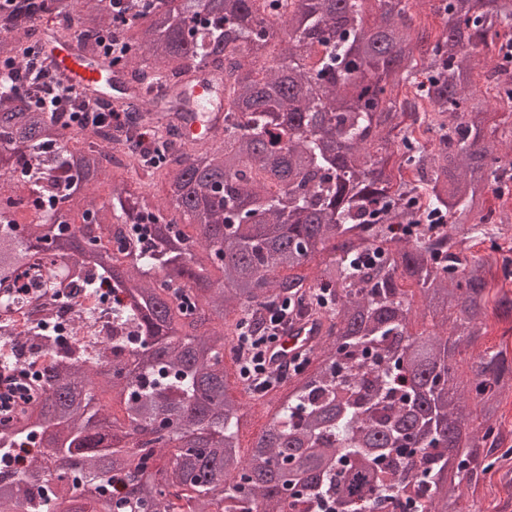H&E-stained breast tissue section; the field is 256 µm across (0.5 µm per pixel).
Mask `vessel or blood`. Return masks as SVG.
Segmentation results:
<instances>
[{"label":"vessel or blood","instance_id":"obj_1","mask_svg":"<svg viewBox=\"0 0 512 512\" xmlns=\"http://www.w3.org/2000/svg\"><path fill=\"white\" fill-rule=\"evenodd\" d=\"M44 58L46 65L65 83L95 97L105 95L122 83L116 69L103 62H89L72 42H47ZM183 87L192 105L187 123L180 128V139L185 145L199 146L224 123V88L209 74L200 71L186 77ZM325 331L326 322L322 316L306 313L293 318L268 348V368L273 371L284 369L296 358L312 353Z\"/></svg>","mask_w":512,"mask_h":512}]
</instances>
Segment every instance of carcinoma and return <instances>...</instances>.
Returning <instances> with one entry per match:
<instances>
[{
  "label": "carcinoma",
  "mask_w": 512,
  "mask_h": 512,
  "mask_svg": "<svg viewBox=\"0 0 512 512\" xmlns=\"http://www.w3.org/2000/svg\"><path fill=\"white\" fill-rule=\"evenodd\" d=\"M114 2L0 0V58L30 83L36 16L102 57ZM160 2L122 29L131 52L114 65L128 126L152 118L169 134L158 163H141L136 141L110 127L68 128L0 86V170L22 173L0 195V290L35 265L53 297L107 282L116 331L56 352L35 373V400L0 421V456L37 448L23 468L0 469V512H397L404 501L465 512L463 480L479 449L497 447L512 380L498 353L473 361L467 390L456 369L458 348L482 335L491 263L466 253L465 236L512 232V214L487 205L512 195V139L486 138L475 83L512 40V0H424L443 21L434 37L410 0L371 25L373 0ZM274 41L284 48L267 60ZM202 67L229 76L224 130L187 148L184 113L147 93ZM401 85L413 97L398 99ZM390 149L415 180L393 183ZM129 167L136 184L96 193ZM157 173L192 222H159L142 191ZM27 210L37 221H18ZM437 214L448 222L432 223ZM313 259L315 277L296 273ZM405 282L436 329L409 332ZM317 288L333 297L317 366L260 398L275 415L244 456L245 414L225 381L228 319L257 324L282 298L306 312ZM7 345L0 371L53 343L36 325L20 343L0 335ZM73 455L80 467L58 465Z\"/></svg>",
  "instance_id": "carcinoma-1"
}]
</instances>
